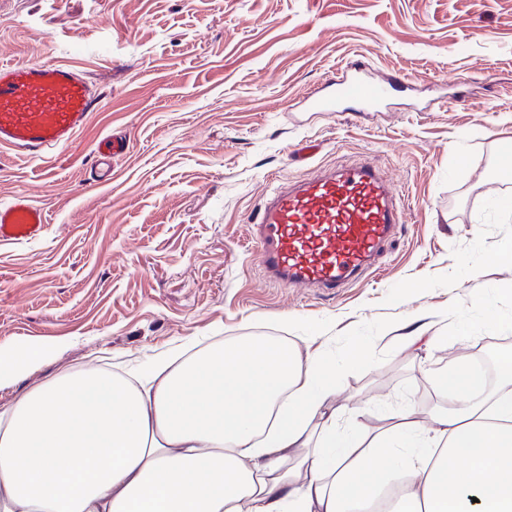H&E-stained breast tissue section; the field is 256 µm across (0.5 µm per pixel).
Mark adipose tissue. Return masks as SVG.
Here are the masks:
<instances>
[{
    "mask_svg": "<svg viewBox=\"0 0 512 512\" xmlns=\"http://www.w3.org/2000/svg\"><path fill=\"white\" fill-rule=\"evenodd\" d=\"M0 344V390L54 360ZM335 361L263 340L137 380L63 373L0 403V512H367L395 471L391 512H512V351L493 394L460 357L449 407L391 414L363 443L337 432Z\"/></svg>",
    "mask_w": 512,
    "mask_h": 512,
    "instance_id": "obj_1",
    "label": "adipose tissue"
}]
</instances>
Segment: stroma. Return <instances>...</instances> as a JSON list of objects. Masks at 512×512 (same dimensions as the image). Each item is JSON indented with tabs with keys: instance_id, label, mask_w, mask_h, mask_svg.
Masks as SVG:
<instances>
[{
	"instance_id": "1",
	"label": "stroma",
	"mask_w": 512,
	"mask_h": 512,
	"mask_svg": "<svg viewBox=\"0 0 512 512\" xmlns=\"http://www.w3.org/2000/svg\"><path fill=\"white\" fill-rule=\"evenodd\" d=\"M352 56L413 89L379 112L306 111L304 94ZM40 61L85 70L101 103L44 159L0 150V203L28 193L48 221L41 239L0 245V344L59 348L23 387L311 336L372 436L386 413L432 404L460 353L512 348V328L469 326L480 289L512 309V264L494 259L512 217L491 206L512 140V0H0V63ZM108 132L129 150L99 182ZM362 161L406 207L379 270L330 297L270 285L249 236L264 197ZM419 326L426 341L401 351L397 335ZM363 347L369 362H354Z\"/></svg>"
}]
</instances>
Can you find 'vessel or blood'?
<instances>
[{"label": "vessel or blood", "instance_id": "1", "mask_svg": "<svg viewBox=\"0 0 512 512\" xmlns=\"http://www.w3.org/2000/svg\"><path fill=\"white\" fill-rule=\"evenodd\" d=\"M341 80L308 97L312 110L343 103L386 104L393 82L371 78L351 60ZM98 96L83 70L67 63L0 64V149L42 159L88 126ZM403 222L397 194L373 163L320 169L281 186L251 223L266 279L333 295L365 280ZM44 210L24 194L0 204V244L32 241L46 230Z\"/></svg>", "mask_w": 512, "mask_h": 512}]
</instances>
